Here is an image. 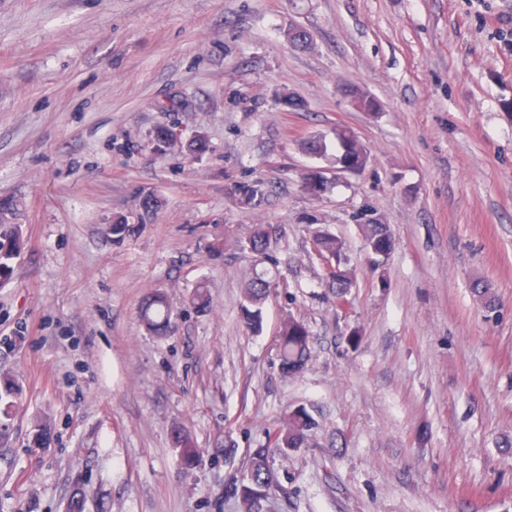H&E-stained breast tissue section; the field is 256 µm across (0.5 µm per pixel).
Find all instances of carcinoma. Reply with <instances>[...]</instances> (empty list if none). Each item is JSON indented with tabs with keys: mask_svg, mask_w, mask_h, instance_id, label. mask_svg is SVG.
<instances>
[{
	"mask_svg": "<svg viewBox=\"0 0 512 512\" xmlns=\"http://www.w3.org/2000/svg\"><path fill=\"white\" fill-rule=\"evenodd\" d=\"M337 142L336 164L361 172L369 161L366 147L358 136L351 130L338 129L335 132ZM239 194L242 202L247 206H254L267 195V189L262 181H256L243 187ZM272 228L257 229L249 240L248 248L256 254H265ZM364 251L375 262L386 258L394 248V237L390 226L382 223L366 224L363 228ZM21 245L20 231L5 227L0 230V279H7L12 272V261L19 253ZM314 254L337 264V271L325 278L328 287L336 291V298L345 296L354 286L355 269L350 265L346 254V245L336 235L329 232L318 233L313 241ZM270 281L262 276L255 277L245 288L244 303L242 305L245 323L252 327L261 326L262 310ZM139 317L146 330L154 335L164 336L173 332L174 313L168 298L163 293H151L142 301ZM279 357L283 374L297 376L307 366L311 357L310 335L306 326L293 316L284 318L279 331ZM317 422L301 407L288 414V418L281 422L269 433L268 447L254 450L250 465L245 475L246 482L240 485L243 512H260L264 492L274 481L273 471L268 464L269 452L274 450L281 456H288V452L305 446ZM174 445L183 467L192 469L197 467L201 460V450L191 435L183 429L174 430Z\"/></svg>",
	"mask_w": 512,
	"mask_h": 512,
	"instance_id": "obj_1",
	"label": "carcinoma"
}]
</instances>
